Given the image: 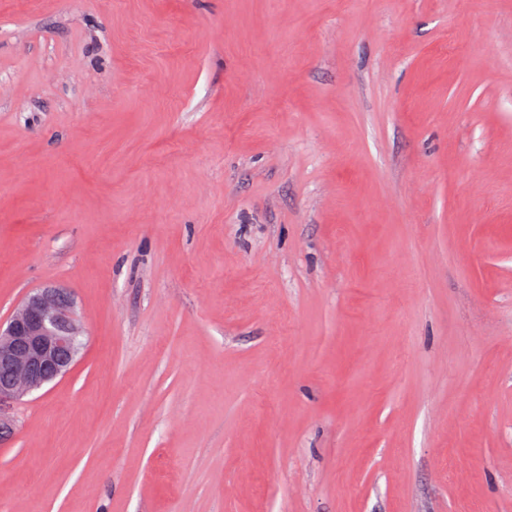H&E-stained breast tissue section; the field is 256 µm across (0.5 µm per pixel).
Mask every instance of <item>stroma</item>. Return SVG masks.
Listing matches in <instances>:
<instances>
[{
	"label": "stroma",
	"instance_id": "stroma-1",
	"mask_svg": "<svg viewBox=\"0 0 512 512\" xmlns=\"http://www.w3.org/2000/svg\"><path fill=\"white\" fill-rule=\"evenodd\" d=\"M46 286L0 512H512V0H0ZM84 326L64 288L31 291L6 326L0 323V443L14 431L7 408L66 377L82 350Z\"/></svg>",
	"mask_w": 512,
	"mask_h": 512
}]
</instances>
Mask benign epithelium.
<instances>
[{
    "label": "benign epithelium",
    "mask_w": 512,
    "mask_h": 512,
    "mask_svg": "<svg viewBox=\"0 0 512 512\" xmlns=\"http://www.w3.org/2000/svg\"><path fill=\"white\" fill-rule=\"evenodd\" d=\"M84 326L64 288L31 291L7 324L0 323V442L14 431L7 408L66 377L82 350Z\"/></svg>",
    "instance_id": "7a95c632"
}]
</instances>
